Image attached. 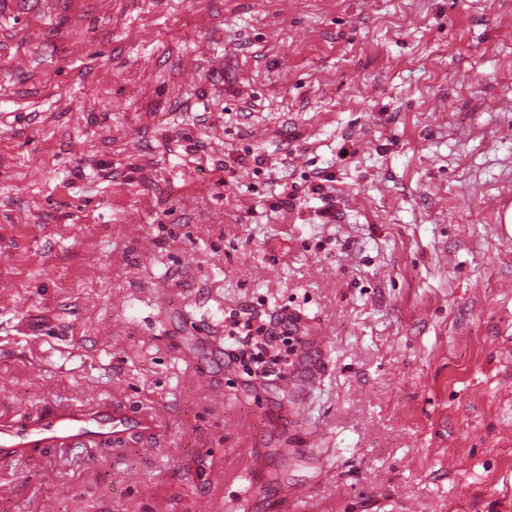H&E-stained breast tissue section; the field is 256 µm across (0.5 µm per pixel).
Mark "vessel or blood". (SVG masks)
I'll list each match as a JSON object with an SVG mask.
<instances>
[{
	"instance_id": "1",
	"label": "vessel or blood",
	"mask_w": 512,
	"mask_h": 512,
	"mask_svg": "<svg viewBox=\"0 0 512 512\" xmlns=\"http://www.w3.org/2000/svg\"><path fill=\"white\" fill-rule=\"evenodd\" d=\"M167 428L155 407L129 409L121 392L98 401L48 405L0 416V467L28 460L48 448H116L139 443L151 453Z\"/></svg>"
}]
</instances>
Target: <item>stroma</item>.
<instances>
[{
	"instance_id": "1",
	"label": "stroma",
	"mask_w": 512,
	"mask_h": 512,
	"mask_svg": "<svg viewBox=\"0 0 512 512\" xmlns=\"http://www.w3.org/2000/svg\"><path fill=\"white\" fill-rule=\"evenodd\" d=\"M511 197L512 0H0V415L168 419L0 512H512ZM258 332L265 333L271 348L280 342L284 345H293V342L301 343L299 336H292L296 334V331L291 328L288 329V315H285V317L281 315L274 324L270 319L268 325L260 327Z\"/></svg>"
}]
</instances>
